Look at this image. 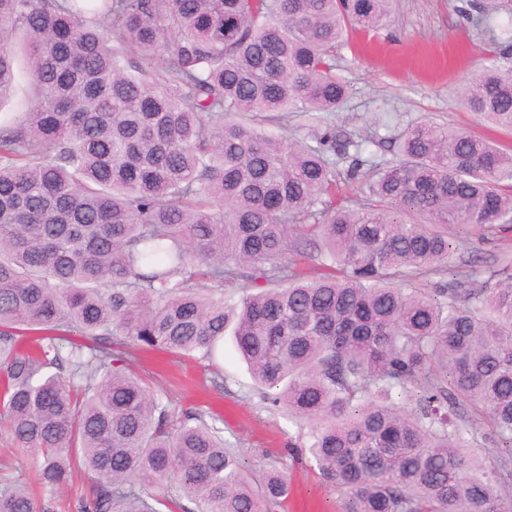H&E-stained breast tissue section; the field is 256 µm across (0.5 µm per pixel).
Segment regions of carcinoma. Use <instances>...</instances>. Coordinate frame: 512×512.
I'll use <instances>...</instances> for the list:
<instances>
[{
    "label": "carcinoma",
    "mask_w": 512,
    "mask_h": 512,
    "mask_svg": "<svg viewBox=\"0 0 512 512\" xmlns=\"http://www.w3.org/2000/svg\"><path fill=\"white\" fill-rule=\"evenodd\" d=\"M391 5L0 0V103L19 56L29 88L0 123V418L43 499L1 480L0 512H54L77 471L75 512H281L283 471L133 372V345L208 359L229 328L346 512H512V263L419 286L467 252L448 226L512 231V148L425 120L337 167L336 47ZM460 97L512 131L511 66Z\"/></svg>",
    "instance_id": "cac0c4a2"
}]
</instances>
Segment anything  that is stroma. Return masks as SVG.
Returning <instances> with one entry per match:
<instances>
[{"label":"stroma","mask_w":512,"mask_h":512,"mask_svg":"<svg viewBox=\"0 0 512 512\" xmlns=\"http://www.w3.org/2000/svg\"><path fill=\"white\" fill-rule=\"evenodd\" d=\"M468 2L397 0L384 26L349 31L336 50V73L349 88L333 115L337 134L369 141L379 161L392 159L395 135L426 118L512 145L511 131L480 124L457 100L458 87L490 60L489 38L468 17ZM135 357V373L173 410L223 418L225 439L249 468L273 464L285 471L284 512H342V501L314 460L289 449L305 436V427L260 402L232 336H224L209 360L141 350Z\"/></svg>","instance_id":"35a3bbf8"}]
</instances>
